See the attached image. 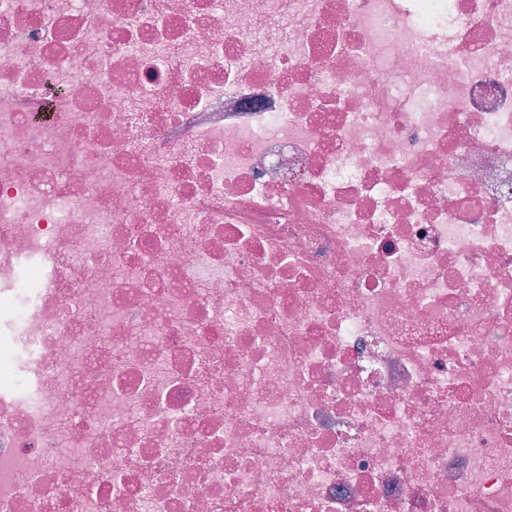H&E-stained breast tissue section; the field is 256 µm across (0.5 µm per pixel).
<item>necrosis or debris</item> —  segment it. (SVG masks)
I'll return each mask as SVG.
<instances>
[{"mask_svg":"<svg viewBox=\"0 0 512 512\" xmlns=\"http://www.w3.org/2000/svg\"><path fill=\"white\" fill-rule=\"evenodd\" d=\"M0 512H512V0H0Z\"/></svg>","mask_w":512,"mask_h":512,"instance_id":"4bbe7bcc","label":"necrosis or debris"}]
</instances>
